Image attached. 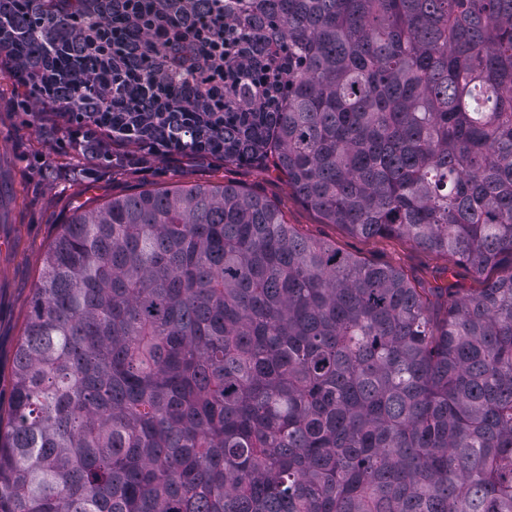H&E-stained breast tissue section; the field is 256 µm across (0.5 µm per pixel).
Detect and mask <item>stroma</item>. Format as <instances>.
Returning <instances> with one entry per match:
<instances>
[{
    "label": "stroma",
    "instance_id": "stroma-1",
    "mask_svg": "<svg viewBox=\"0 0 512 512\" xmlns=\"http://www.w3.org/2000/svg\"><path fill=\"white\" fill-rule=\"evenodd\" d=\"M17 85L0 75V408L8 409L14 357L45 252L78 208L177 185H238L276 205L302 234L357 258L402 268L430 281L448 264L398 237L357 238L305 206L274 169L224 160L150 155L133 166L90 167L73 151L61 120L17 103Z\"/></svg>",
    "mask_w": 512,
    "mask_h": 512
}]
</instances>
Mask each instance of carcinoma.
Returning <instances> with one entry per match:
<instances>
[{
    "mask_svg": "<svg viewBox=\"0 0 512 512\" xmlns=\"http://www.w3.org/2000/svg\"><path fill=\"white\" fill-rule=\"evenodd\" d=\"M239 1L283 35L288 99L221 158L479 286L363 261L230 185L80 209L16 350L0 512H512V0L211 9ZM23 3L15 58L61 26Z\"/></svg>",
    "mask_w": 512,
    "mask_h": 512,
    "instance_id": "carcinoma-1",
    "label": "carcinoma"
}]
</instances>
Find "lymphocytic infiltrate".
Instances as JSON below:
<instances>
[{
  "label": "lymphocytic infiltrate",
  "instance_id": "f902f5d3",
  "mask_svg": "<svg viewBox=\"0 0 512 512\" xmlns=\"http://www.w3.org/2000/svg\"><path fill=\"white\" fill-rule=\"evenodd\" d=\"M86 9L94 18L111 16V23L47 32L43 52L22 59L14 78L41 77L65 105L70 81L58 71L57 55L93 62L81 76L96 83L97 95L64 116L72 148L88 160L112 162L117 139L181 154L183 146H199L205 133L219 134L217 114L271 111L270 89L286 83L278 33L251 39L246 20L205 13L195 0H86ZM174 72L202 79L191 107L168 82Z\"/></svg>",
  "mask_w": 512,
  "mask_h": 512
}]
</instances>
